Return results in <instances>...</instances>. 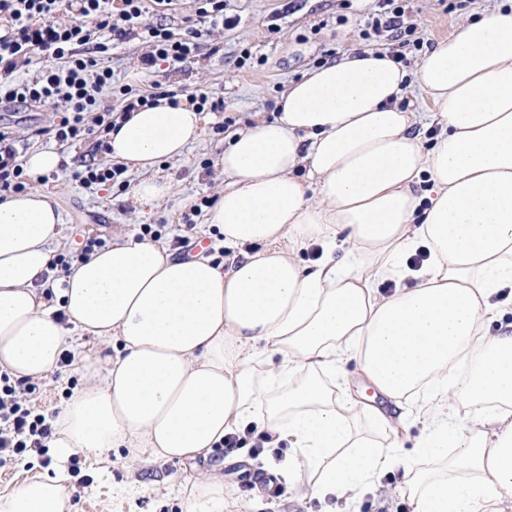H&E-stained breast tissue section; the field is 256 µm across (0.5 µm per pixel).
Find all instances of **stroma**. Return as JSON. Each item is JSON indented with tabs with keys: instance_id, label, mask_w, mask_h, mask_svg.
<instances>
[{
	"instance_id": "1",
	"label": "stroma",
	"mask_w": 512,
	"mask_h": 512,
	"mask_svg": "<svg viewBox=\"0 0 512 512\" xmlns=\"http://www.w3.org/2000/svg\"><path fill=\"white\" fill-rule=\"evenodd\" d=\"M494 0H470L463 9L447 11L444 0H411L407 21L424 40L422 49L391 42L390 50H403L409 67H416L424 51L447 38L456 25L476 19L481 7ZM376 0H227V10L239 14L241 21L232 30H215L203 36L199 53L181 63H160L156 77L144 75L138 42L105 44L98 57L102 66L113 68L121 82L150 91L153 80L174 95L207 93L210 99L223 100L224 109L206 129L201 143L186 157L160 166L161 175L173 182V196L152 213H136L131 186L136 174H128V190L103 188L90 192L76 179V172L88 161L108 163L109 158L94 150V140L56 145L47 131L63 113V104L51 102L0 106V127L8 130L19 154L58 146L67 158L58 172L35 179L58 206L65 219L62 247L76 250L87 238L112 240L117 234L140 229L144 224L162 225L163 242L189 236L191 243L212 245L216 232L204 224L200 215L193 227H186L184 216L191 206L201 212L210 208L224 186V176L216 168V155L228 133L222 125L233 118L235 129L252 123L255 116L277 117V102L287 85L300 79L323 61L364 48L360 31L375 10ZM84 383L74 367L36 382L27 397L37 412L54 415L67 395ZM266 457L251 458L247 451L231 455L217 451L212 462L197 464L171 461L160 463L148 457H129L126 449L115 448L101 458L73 457V476L68 512H185L182 495L167 490L166 481L193 486L202 475L217 470L224 482L225 496L236 499L241 512H330L332 501L306 496L294 498L284 490L277 498L240 490L239 473L250 470L253 477L267 474ZM398 472L380 480L375 491L359 494L354 512H410L406 497L395 490Z\"/></svg>"
}]
</instances>
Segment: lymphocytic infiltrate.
<instances>
[{"mask_svg": "<svg viewBox=\"0 0 512 512\" xmlns=\"http://www.w3.org/2000/svg\"><path fill=\"white\" fill-rule=\"evenodd\" d=\"M194 16L186 17L184 34H177L147 19L146 0H122L120 11H113L112 0H0V17L11 20L6 34L0 35V71L11 75L30 65L36 54L58 61L57 67L43 69L29 79L0 85L2 103H44L60 100L65 113L51 130L59 142H79L95 138L98 151L109 152L106 134L117 119L154 104L155 94L128 93L121 111H113L100 100L114 73L101 66L95 56L99 41L112 37L118 42L139 40L146 48L141 58L145 70L160 61L182 62L196 56L200 48L202 25L233 29L238 19L226 15L224 0H195ZM378 13L360 31L369 43L388 35L411 36L413 27L405 25L406 0H378ZM76 9L79 21L58 24L61 11ZM28 178L10 133L0 131V192L26 189ZM52 429L43 414L27 403L9 375L0 374V458L21 455L41 447Z\"/></svg>", "mask_w": 512, "mask_h": 512, "instance_id": "lymphocytic-infiltrate-1", "label": "lymphocytic infiltrate"}]
</instances>
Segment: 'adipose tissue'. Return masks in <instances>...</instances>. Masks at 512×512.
I'll return each instance as SVG.
<instances>
[{
  "mask_svg": "<svg viewBox=\"0 0 512 512\" xmlns=\"http://www.w3.org/2000/svg\"><path fill=\"white\" fill-rule=\"evenodd\" d=\"M277 108L216 157L224 189L206 221L223 262L124 233L53 285L60 211L36 187L0 197V372L45 378L70 349L84 377L52 421L54 473L0 495V512H67L72 456L206 460L252 424L289 443L319 498L352 506L398 469L411 512H512V324L485 328L512 285V6L458 24L413 70L382 50L326 61ZM211 121L162 97L109 132L111 158L139 176L137 210L170 196L158 164ZM312 245L321 257L303 265ZM422 246L427 264L410 269ZM350 362L395 407L420 395L427 468L394 453L402 416L326 386ZM360 413L382 440L356 429ZM236 508L215 475L187 497L186 512Z\"/></svg>",
  "mask_w": 512,
  "mask_h": 512,
  "instance_id": "1",
  "label": "adipose tissue"
}]
</instances>
